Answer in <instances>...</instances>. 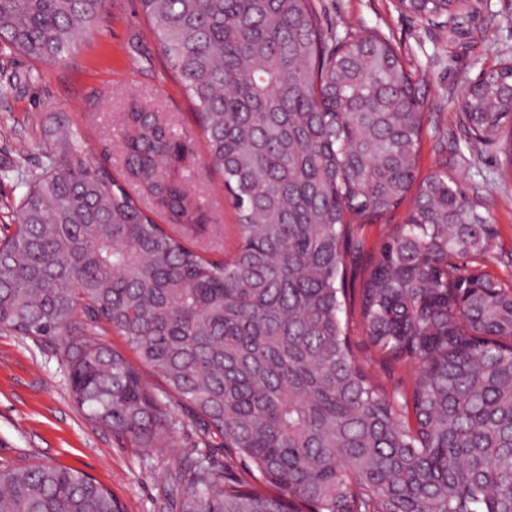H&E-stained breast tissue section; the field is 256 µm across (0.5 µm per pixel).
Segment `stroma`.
Masks as SVG:
<instances>
[{"instance_id":"obj_1","label":"stroma","mask_w":512,"mask_h":512,"mask_svg":"<svg viewBox=\"0 0 512 512\" xmlns=\"http://www.w3.org/2000/svg\"><path fill=\"white\" fill-rule=\"evenodd\" d=\"M476 39L449 40L402 9L399 0H317L324 28L337 36L378 30L418 79L425 114L420 176L440 166L460 180L468 195L481 198L497 236L488 271L512 279V178L502 174L500 149L469 141L457 100L479 77L512 59V0H482ZM161 113L173 130L201 140L196 107L158 42L139 0H105L90 38L77 42L67 61L37 62L0 50V222L10 223L46 155L55 153V131L71 132L85 155L123 172L120 113L132 104ZM186 183L203 196L217 231L201 240L220 245L236 214L224 178L198 156ZM353 349L366 372L386 391L407 388L414 361L392 362L369 347L359 317H352ZM172 428L152 448H134L125 438L89 421L73 400L68 368L52 343L0 329V464L34 461L84 471L103 485L125 512H163L175 494L162 485L188 456L204 452L198 421L173 406Z\"/></svg>"}]
</instances>
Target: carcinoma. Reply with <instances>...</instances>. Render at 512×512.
Returning <instances> with one entry per match:
<instances>
[{"label":"carcinoma","mask_w":512,"mask_h":512,"mask_svg":"<svg viewBox=\"0 0 512 512\" xmlns=\"http://www.w3.org/2000/svg\"><path fill=\"white\" fill-rule=\"evenodd\" d=\"M194 100L209 162L237 210L234 254L181 168L196 144L157 112L122 113L123 166L156 222L68 137L0 240V328L52 341L76 404L134 448L200 419L210 453L166 482L171 512H512V285L484 271L483 203L440 168L369 259L360 317L371 347L417 363L381 391L342 321L350 225L411 191L423 139L416 83L378 32L338 39L315 0H140ZM466 34L477 0H400ZM105 0H0V50L64 62ZM458 107L512 174V61ZM85 321L78 322V316ZM125 337L159 396L98 336ZM230 463L215 466L213 456ZM0 512H123L84 473L0 467Z\"/></svg>","instance_id":"1"}]
</instances>
